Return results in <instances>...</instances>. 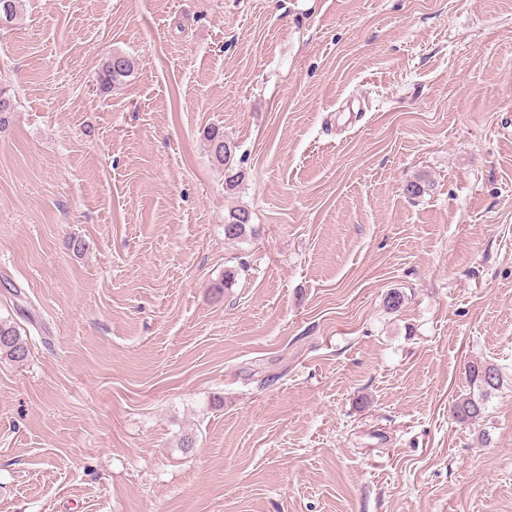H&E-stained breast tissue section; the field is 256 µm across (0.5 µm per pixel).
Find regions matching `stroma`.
I'll return each instance as SVG.
<instances>
[{
  "mask_svg": "<svg viewBox=\"0 0 512 512\" xmlns=\"http://www.w3.org/2000/svg\"><path fill=\"white\" fill-rule=\"evenodd\" d=\"M0 86V512H512V0H24ZM133 71L134 64L131 58L123 54H113L103 65L102 71L98 75L97 83L100 91H110L112 86L119 85ZM208 148L218 164L224 166L225 188L228 192L235 190L244 180V172L236 168L234 161V145L224 136V128L219 125L210 126L205 134ZM251 212L247 208H237L229 212L224 219V237L227 240H242L256 235V229L251 224ZM29 352L28 343L22 338L19 328L10 320L0 317V362L23 364ZM470 384L477 393L469 392L454 405V416L460 422L479 423L486 416L487 403L499 391L504 379L498 366L491 362H472L468 366Z\"/></svg>",
  "mask_w": 512,
  "mask_h": 512,
  "instance_id": "obj_1",
  "label": "stroma"
}]
</instances>
